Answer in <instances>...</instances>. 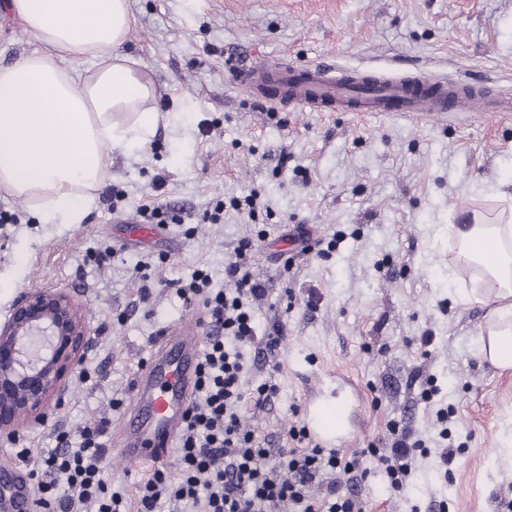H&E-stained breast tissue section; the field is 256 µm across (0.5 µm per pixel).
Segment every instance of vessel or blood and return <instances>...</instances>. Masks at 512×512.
Segmentation results:
<instances>
[{
	"label": "vessel or blood",
	"mask_w": 512,
	"mask_h": 512,
	"mask_svg": "<svg viewBox=\"0 0 512 512\" xmlns=\"http://www.w3.org/2000/svg\"><path fill=\"white\" fill-rule=\"evenodd\" d=\"M236 80L251 95L273 107L293 106L313 112H420L438 115L461 109L486 110L482 90L456 80H435L426 72L353 75L333 66L294 68L265 62L238 70ZM203 318L180 333H165L157 351L132 387L134 408L123 423L121 457L128 463L161 462L185 422L196 383ZM347 398L329 403L307 396L303 418L319 447L334 448L356 441L348 425ZM32 489L21 471L0 474V512H30Z\"/></svg>",
	"instance_id": "vessel-or-blood-1"
}]
</instances>
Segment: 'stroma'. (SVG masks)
<instances>
[{
	"label": "stroma",
	"mask_w": 512,
	"mask_h": 512,
	"mask_svg": "<svg viewBox=\"0 0 512 512\" xmlns=\"http://www.w3.org/2000/svg\"><path fill=\"white\" fill-rule=\"evenodd\" d=\"M126 50L146 66L167 111L151 143L113 153L94 209L79 224H42L22 199L0 191V321L30 289L69 293L90 346L46 424L24 422L20 444H0V470L29 471L18 447L40 453L59 432L102 421L101 461L112 490L137 512L136 487L153 463L130 465L118 452V423L132 407L134 378L162 332L203 314L165 280L208 270L214 287L241 239L266 295L254 308L258 336L280 325L274 350L249 360V386L273 381L264 407L245 403L243 425L273 447L302 425L303 399L356 382L351 407L361 472L325 471L318 498L356 495L363 512H503L512 499V373L485 360L477 338L488 319L462 289L495 286L459 254L448 225L473 216L494 224L512 210L495 188L512 178V114L452 112L416 119L394 112H304L259 104L233 71L258 62H329L365 70L447 73L479 84L488 100L512 86V0H131ZM0 7V67L40 50ZM256 194L255 216L217 201ZM157 195L181 220L147 243L125 236L143 199ZM304 236L311 248L289 250ZM149 265L151 288L135 275ZM336 378L316 379L320 369ZM436 385L426 400L422 391ZM447 408V423L436 413ZM424 440L410 483L390 490L379 457L389 424ZM458 452L436 464L438 433Z\"/></svg>",
	"instance_id": "1"
}]
</instances>
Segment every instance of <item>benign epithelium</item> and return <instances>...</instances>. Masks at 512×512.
Returning a JSON list of instances; mask_svg holds the SVG:
<instances>
[{
  "label": "benign epithelium",
  "instance_id": "obj_1",
  "mask_svg": "<svg viewBox=\"0 0 512 512\" xmlns=\"http://www.w3.org/2000/svg\"><path fill=\"white\" fill-rule=\"evenodd\" d=\"M89 332L75 300L65 291L26 293L0 323V441L12 442L21 420H47L44 406L65 394V375L77 365Z\"/></svg>",
  "mask_w": 512,
  "mask_h": 512
}]
</instances>
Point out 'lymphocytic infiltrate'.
I'll use <instances>...</instances> for the list:
<instances>
[{"instance_id": "obj_1", "label": "lymphocytic infiltrate", "mask_w": 512, "mask_h": 512, "mask_svg": "<svg viewBox=\"0 0 512 512\" xmlns=\"http://www.w3.org/2000/svg\"><path fill=\"white\" fill-rule=\"evenodd\" d=\"M251 242L240 244L235 261L224 268L225 285L213 287L207 270H196L190 281H172L184 298H199L206 312V345L199 359L197 396L190 404L180 435L181 469L178 477L154 470L138 489V512H156L162 496L183 504L188 512H276L288 504L291 512H361L355 499L325 501L311 487L324 469H359L358 459L343 460L340 451L312 444L304 428L291 427L287 447H264L254 432L241 425L245 400L255 406L270 403L278 393L265 382L245 389V349L254 347L257 334L252 307L264 288L251 271ZM104 429L86 424L80 443L68 432L56 437V446L36 456L44 479L36 487V504L43 512H126L122 496L109 493L100 475ZM421 441L394 435L383 461L393 491H401L412 472Z\"/></svg>"}]
</instances>
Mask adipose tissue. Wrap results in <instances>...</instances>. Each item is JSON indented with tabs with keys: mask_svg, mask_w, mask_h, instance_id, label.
<instances>
[{
	"mask_svg": "<svg viewBox=\"0 0 512 512\" xmlns=\"http://www.w3.org/2000/svg\"><path fill=\"white\" fill-rule=\"evenodd\" d=\"M42 51L0 69V190L44 222L81 223L113 152L148 143L153 83L125 50L130 0H10ZM92 70L82 71L86 61ZM461 255L497 284L481 353L512 369V225L452 224Z\"/></svg>",
	"mask_w": 512,
	"mask_h": 512,
	"instance_id": "1",
	"label": "adipose tissue"
}]
</instances>
